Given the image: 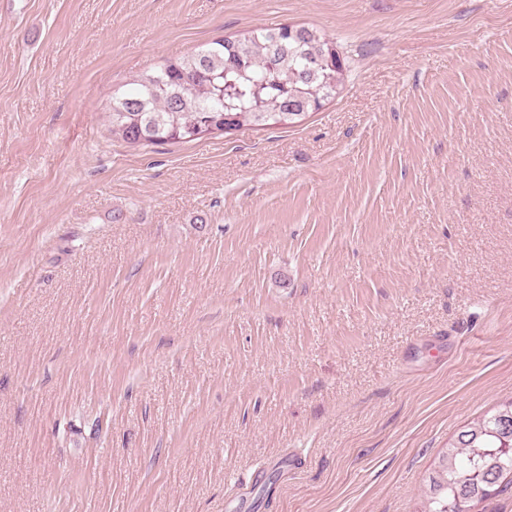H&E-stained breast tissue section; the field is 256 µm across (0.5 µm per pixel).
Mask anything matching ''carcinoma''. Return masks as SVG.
<instances>
[{"mask_svg": "<svg viewBox=\"0 0 512 512\" xmlns=\"http://www.w3.org/2000/svg\"><path fill=\"white\" fill-rule=\"evenodd\" d=\"M348 66L305 26L256 28L138 75L107 107L133 147L188 142L208 125L231 134L292 126L336 95ZM512 487V399L464 425L439 456L420 512H463Z\"/></svg>", "mask_w": 512, "mask_h": 512, "instance_id": "cac0c4a2", "label": "carcinoma"}]
</instances>
